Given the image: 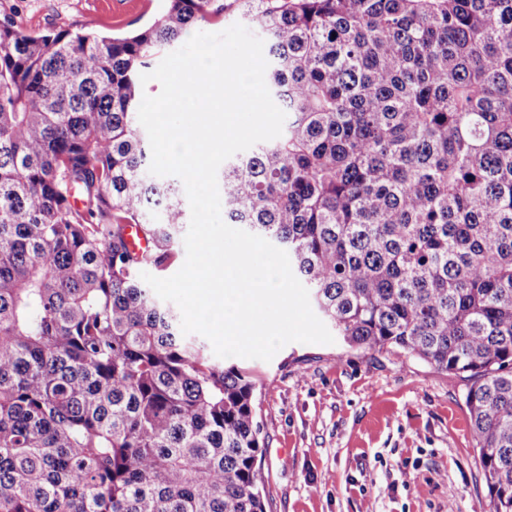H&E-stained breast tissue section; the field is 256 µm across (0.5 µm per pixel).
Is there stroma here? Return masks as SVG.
<instances>
[{"mask_svg": "<svg viewBox=\"0 0 512 512\" xmlns=\"http://www.w3.org/2000/svg\"><path fill=\"white\" fill-rule=\"evenodd\" d=\"M164 0H0V19L47 34L92 13L108 34L148 24ZM256 383L266 512H490L466 381L409 355L341 343L238 359Z\"/></svg>", "mask_w": 512, "mask_h": 512, "instance_id": "obj_1", "label": "stroma"}]
</instances>
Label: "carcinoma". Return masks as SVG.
<instances>
[{"instance_id":"carcinoma-1","label":"carcinoma","mask_w":512,"mask_h":512,"mask_svg":"<svg viewBox=\"0 0 512 512\" xmlns=\"http://www.w3.org/2000/svg\"><path fill=\"white\" fill-rule=\"evenodd\" d=\"M230 5L286 120L224 162V220L288 253L349 348L468 381L512 512V0H166L122 37L1 22L0 512H266L250 372L140 277L190 221L148 172L140 75Z\"/></svg>"}]
</instances>
